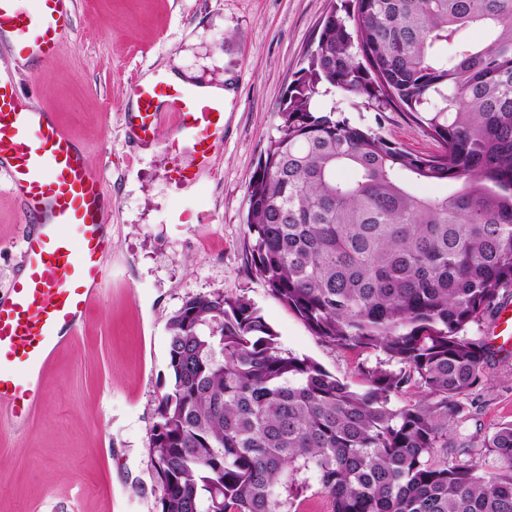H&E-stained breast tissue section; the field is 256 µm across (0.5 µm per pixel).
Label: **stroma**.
Masks as SVG:
<instances>
[{
	"label": "stroma",
	"mask_w": 512,
	"mask_h": 512,
	"mask_svg": "<svg viewBox=\"0 0 512 512\" xmlns=\"http://www.w3.org/2000/svg\"><path fill=\"white\" fill-rule=\"evenodd\" d=\"M333 0H75L74 31L41 70L0 54L23 92L82 143L112 201V255L103 295L44 376L45 400L21 431L0 432V512H159L163 489L151 435L168 381V321L185 299L237 293L259 308L283 350L307 356L358 385L355 366L382 361L334 348L313 335L254 276L243 220L247 187L278 109L313 48ZM182 73L224 85V134L213 170L193 186L173 182L172 156L194 157L192 141L170 149L172 125L141 140L125 118L132 82ZM357 123L420 154L438 144L408 113L352 105ZM203 210L206 224L180 216ZM19 202L0 180V299L22 271ZM512 421V347L493 348L484 381L460 415L453 450L478 473L496 456L484 441Z\"/></svg>",
	"instance_id": "35a3bbf8"
}]
</instances>
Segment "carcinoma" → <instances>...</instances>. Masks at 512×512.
<instances>
[{
	"mask_svg": "<svg viewBox=\"0 0 512 512\" xmlns=\"http://www.w3.org/2000/svg\"><path fill=\"white\" fill-rule=\"evenodd\" d=\"M334 90L409 113L439 152L353 123ZM279 120L247 188L251 270L327 344L399 368L360 363L357 389L283 351L245 295L186 299L151 444L160 512H290L302 473L331 512H512V422L484 442L498 471L448 463L490 353L468 332L512 292V0H341Z\"/></svg>",
	"mask_w": 512,
	"mask_h": 512,
	"instance_id": "carcinoma-1",
	"label": "carcinoma"
}]
</instances>
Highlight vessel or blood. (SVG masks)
<instances>
[{
  "label": "vessel or blood",
  "mask_w": 512,
  "mask_h": 512,
  "mask_svg": "<svg viewBox=\"0 0 512 512\" xmlns=\"http://www.w3.org/2000/svg\"><path fill=\"white\" fill-rule=\"evenodd\" d=\"M74 28V0H0V50L15 60L50 63ZM129 115L144 138L171 120L175 139L195 145L191 163L169 176L192 186L210 171L224 129V103L164 77L135 82ZM0 174L20 202L23 271L0 299V409L14 424L41 402L40 380L54 354L85 324L103 291L112 250L101 179L51 113L19 92L0 69Z\"/></svg>",
  "instance_id": "b4317fda"
}]
</instances>
